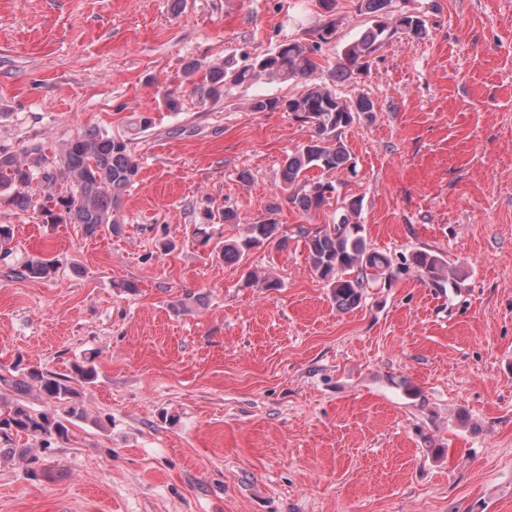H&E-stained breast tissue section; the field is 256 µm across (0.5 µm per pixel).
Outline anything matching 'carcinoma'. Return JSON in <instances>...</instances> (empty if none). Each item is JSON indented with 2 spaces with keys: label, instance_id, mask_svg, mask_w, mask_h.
Wrapping results in <instances>:
<instances>
[{
  "label": "carcinoma",
  "instance_id": "carcinoma-1",
  "mask_svg": "<svg viewBox=\"0 0 512 512\" xmlns=\"http://www.w3.org/2000/svg\"><path fill=\"white\" fill-rule=\"evenodd\" d=\"M396 0H360L359 12L369 20L360 33L342 45L336 68L327 79L317 80L323 72L318 53L322 46L336 42V19H326L312 30L313 39H293L266 53L233 56L219 62H189L184 68L190 79L203 72L202 83L193 87L201 100L214 102L232 89L249 90L265 81H301V93L286 100L254 94L247 101L251 112H268L279 108L312 127L309 140L288 155L282 171V189L288 200L309 212L320 208L337 191L331 181H309L305 173L312 169L325 172L350 166L351 154L342 139L344 130L355 121V115L370 112L372 101L362 95L348 102L333 84L364 73L376 53L390 40L400 37L421 39L427 33L424 15L410 8H393ZM139 173V164L128 142L97 130L79 133L52 153L33 144L19 153L0 150V193L21 211L39 212L46 224H80L88 235L107 228L115 236L121 233L118 217L119 201ZM346 214L333 224L315 231L301 230L309 262L329 288L336 307L342 311L360 306L366 288L389 281L397 273L392 258L368 245L364 227L351 220L361 210V201L350 200L342 207ZM203 219L240 223L234 210L203 212ZM14 236L10 224H0V258L13 255L10 244ZM270 243L288 245L283 225L273 219L245 225L237 240L224 243L219 254L224 262L236 264L252 250ZM432 285L443 288L458 284L457 275L439 254L416 249L405 258ZM52 259L27 258L20 261L19 272L32 279H49L55 274ZM250 287L267 290L280 287L273 275L250 268L245 274ZM98 377L94 360L74 364L68 373H55L42 366L27 365L19 375L0 374V455L23 461L32 475H37L40 458L34 449L20 446L24 437L46 449L54 442L69 439L71 428L87 419L78 387L90 385ZM35 388L43 401L36 409L21 395Z\"/></svg>",
  "mask_w": 512,
  "mask_h": 512
}]
</instances>
